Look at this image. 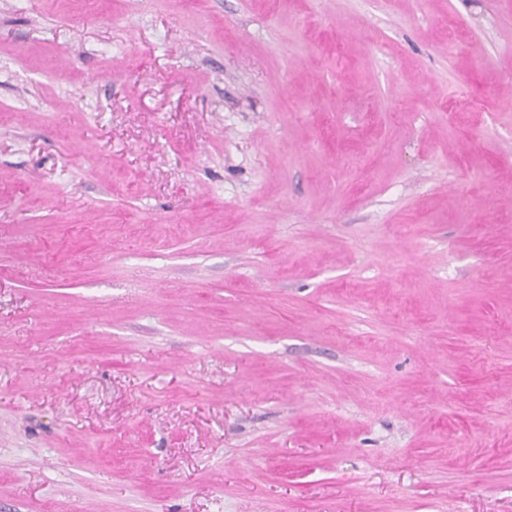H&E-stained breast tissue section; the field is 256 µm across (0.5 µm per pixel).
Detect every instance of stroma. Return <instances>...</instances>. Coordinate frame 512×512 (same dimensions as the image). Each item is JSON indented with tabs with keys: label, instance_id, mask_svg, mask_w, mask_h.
<instances>
[{
	"label": "stroma",
	"instance_id": "obj_1",
	"mask_svg": "<svg viewBox=\"0 0 512 512\" xmlns=\"http://www.w3.org/2000/svg\"><path fill=\"white\" fill-rule=\"evenodd\" d=\"M0 512H512V0H0Z\"/></svg>",
	"mask_w": 512,
	"mask_h": 512
}]
</instances>
